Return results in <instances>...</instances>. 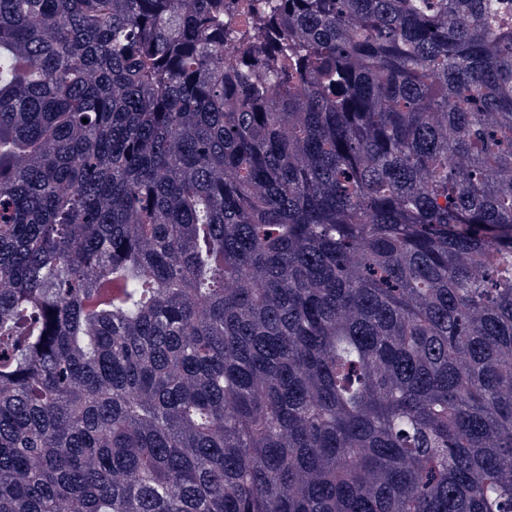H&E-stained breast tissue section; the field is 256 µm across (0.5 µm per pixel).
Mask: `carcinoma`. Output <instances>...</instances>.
Masks as SVG:
<instances>
[{"instance_id":"obj_1","label":"carcinoma","mask_w":512,"mask_h":512,"mask_svg":"<svg viewBox=\"0 0 512 512\" xmlns=\"http://www.w3.org/2000/svg\"><path fill=\"white\" fill-rule=\"evenodd\" d=\"M0 512H512V0H0Z\"/></svg>"}]
</instances>
